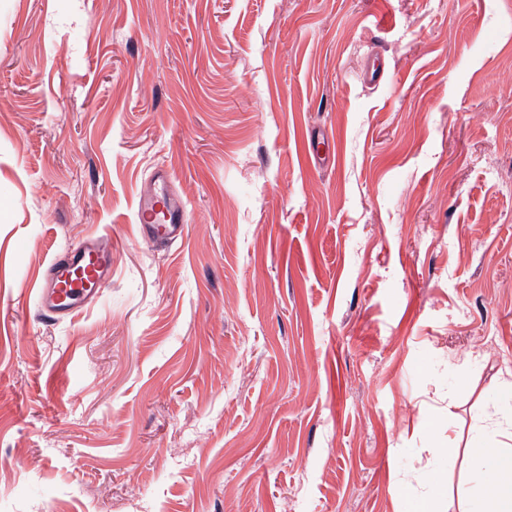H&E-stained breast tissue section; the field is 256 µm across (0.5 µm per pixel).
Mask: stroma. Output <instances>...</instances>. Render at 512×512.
I'll return each instance as SVG.
<instances>
[{
  "mask_svg": "<svg viewBox=\"0 0 512 512\" xmlns=\"http://www.w3.org/2000/svg\"><path fill=\"white\" fill-rule=\"evenodd\" d=\"M511 164L500 0H0V512L447 499L512 371ZM90 238L111 280L47 321ZM171 178L168 169H158L153 184L140 191L137 214L140 232L145 239L174 243L183 236L187 224L186 207L171 193ZM112 276V250L91 241L58 253L38 288L39 312L71 320Z\"/></svg>",
  "mask_w": 512,
  "mask_h": 512,
  "instance_id": "stroma-1",
  "label": "stroma"
}]
</instances>
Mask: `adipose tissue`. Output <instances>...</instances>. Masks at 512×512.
I'll return each instance as SVG.
<instances>
[{"label":"adipose tissue","mask_w":512,"mask_h":512,"mask_svg":"<svg viewBox=\"0 0 512 512\" xmlns=\"http://www.w3.org/2000/svg\"><path fill=\"white\" fill-rule=\"evenodd\" d=\"M468 461L457 512H512V382L502 381L500 399L486 404L484 424L465 437ZM494 482H486V473Z\"/></svg>","instance_id":"adipose-tissue-1"}]
</instances>
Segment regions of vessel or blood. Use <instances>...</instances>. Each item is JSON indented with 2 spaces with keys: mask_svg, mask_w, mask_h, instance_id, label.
Returning <instances> with one entry per match:
<instances>
[{
  "mask_svg": "<svg viewBox=\"0 0 512 512\" xmlns=\"http://www.w3.org/2000/svg\"><path fill=\"white\" fill-rule=\"evenodd\" d=\"M171 178L168 169H159L152 185L140 191L137 214L145 239L173 243L183 235L187 224L186 207L171 193ZM111 276L112 251L98 242L59 253L38 288V309L56 320H70L82 308L84 300L97 295Z\"/></svg>",
  "mask_w": 512,
  "mask_h": 512,
  "instance_id": "obj_1",
  "label": "vessel or blood"
}]
</instances>
